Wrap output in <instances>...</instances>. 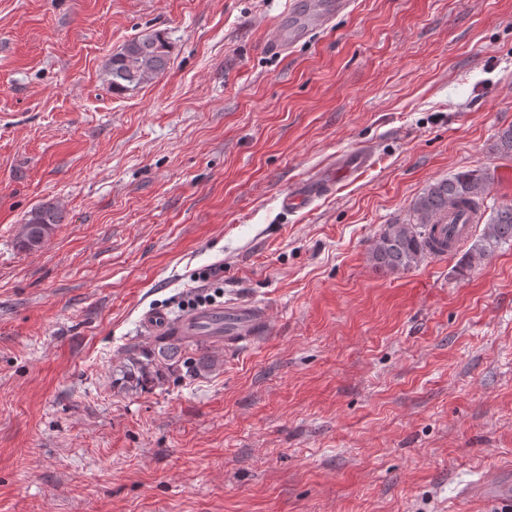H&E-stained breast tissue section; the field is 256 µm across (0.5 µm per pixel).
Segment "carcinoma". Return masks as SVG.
Returning a JSON list of instances; mask_svg holds the SVG:
<instances>
[{
    "mask_svg": "<svg viewBox=\"0 0 512 512\" xmlns=\"http://www.w3.org/2000/svg\"><path fill=\"white\" fill-rule=\"evenodd\" d=\"M170 61V45L156 31L129 40L112 55L105 74L109 88L121 93L148 84L162 75ZM491 174L482 169L457 172L431 183L418 196L412 211L415 221L389 224L374 240L370 261L389 273L405 272L434 255L429 239L439 217L462 203L483 201ZM62 223V211L51 203H42L28 212L19 226L17 244L25 251H35L45 244L53 226ZM512 242V203L496 208L477 236L458 260L456 272L463 276L475 265L490 259L503 244ZM187 337L155 336L150 342L125 347L123 358L113 369V386L120 391L138 392L162 384L167 375L184 366L194 373L214 367V359L201 348L200 356L188 355Z\"/></svg>",
    "mask_w": 512,
    "mask_h": 512,
    "instance_id": "obj_1",
    "label": "carcinoma"
}]
</instances>
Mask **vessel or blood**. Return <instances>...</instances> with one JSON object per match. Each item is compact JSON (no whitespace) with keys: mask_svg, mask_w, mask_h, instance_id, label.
<instances>
[{"mask_svg":"<svg viewBox=\"0 0 512 512\" xmlns=\"http://www.w3.org/2000/svg\"><path fill=\"white\" fill-rule=\"evenodd\" d=\"M353 5L354 0H316L315 8L303 9L298 14L304 22L302 30L278 34L272 43L273 48L291 46L300 36L310 35L329 25L336 16L350 12ZM370 159V154L365 151L340 156L334 172L314 175L288 192L282 199L283 208L293 210L307 205L317 196L327 194L333 189L337 175L353 173L366 166ZM475 221L476 213L472 207L461 206L449 210L447 218L441 219L437 225L435 237L440 241L457 237L464 234ZM143 326L149 331L172 333L197 340H222L229 345H248L256 336L265 332L267 317L265 311L256 305L229 303L199 308L179 316L152 309L145 313Z\"/></svg>","mask_w":512,"mask_h":512,"instance_id":"vessel-or-blood-1","label":"vessel or blood"}]
</instances>
